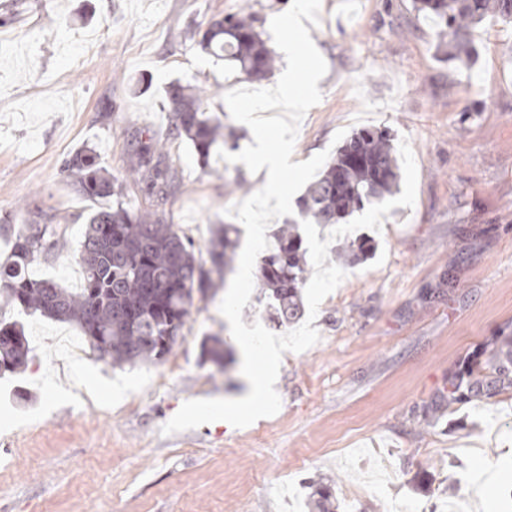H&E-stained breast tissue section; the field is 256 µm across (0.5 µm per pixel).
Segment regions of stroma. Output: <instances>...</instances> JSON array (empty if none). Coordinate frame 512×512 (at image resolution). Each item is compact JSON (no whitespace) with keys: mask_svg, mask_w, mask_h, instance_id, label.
Returning <instances> with one entry per match:
<instances>
[{"mask_svg":"<svg viewBox=\"0 0 512 512\" xmlns=\"http://www.w3.org/2000/svg\"><path fill=\"white\" fill-rule=\"evenodd\" d=\"M292 0H0V262L26 228L27 209L55 214L65 235L36 279L78 287L72 275L87 212L66 158L93 149L123 176L131 135L150 129L180 188L163 205L197 247L224 210L263 176L169 134L165 90L205 91L239 147L253 142L223 96L243 87L232 63L197 44L225 13L270 21ZM438 26L413 0H322L310 36L327 73L301 122L292 159L328 149L338 130L384 129L408 142L417 166L413 207L365 230L363 261L321 302L320 339L284 353L279 412L245 428L216 421L172 435L162 427L193 399H236L250 386L219 305L224 285L195 303L169 355L114 366L89 354L69 364L56 339L74 325L21 313L28 364L0 375V512H312L311 482L330 484L336 512H512V397L435 413L432 399L461 363L512 333V25L486 19L469 64L436 52ZM90 39L94 51L76 60ZM231 350L224 370L201 359L206 336Z\"/></svg>","mask_w":512,"mask_h":512,"instance_id":"1","label":"stroma"}]
</instances>
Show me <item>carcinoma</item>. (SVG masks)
<instances>
[{"label": "carcinoma", "mask_w": 512, "mask_h": 512, "mask_svg": "<svg viewBox=\"0 0 512 512\" xmlns=\"http://www.w3.org/2000/svg\"><path fill=\"white\" fill-rule=\"evenodd\" d=\"M414 8L442 29L437 52L466 64L471 58V28L492 16L512 23V0H414ZM198 45L205 53L234 63L250 81L267 79L276 64L275 51L255 30L251 16L228 13L208 24ZM166 99L175 136L189 141L199 159L208 163L219 140L237 147L234 133L222 134L221 124L207 112L199 87L174 82ZM63 169L76 178L89 198H115L112 205L89 213L76 261L82 287L72 291L44 279H34L29 267L38 255H55L62 238L60 225L44 221L42 212L29 213V232L16 235L7 260L0 263V296L24 312L38 313L76 326L91 350L115 365L161 361L169 354L191 316L194 300L208 296L215 284L232 271L237 229H217L206 251L175 225L148 212H135L124 199L126 180L101 166L91 150L65 160ZM399 161L390 135L382 130L353 133L337 150L319 177L298 201L299 218L314 224H337L365 205L387 201L399 186ZM132 172L159 199L166 198L177 171L166 162L158 143L141 140ZM40 245L28 247L29 233ZM307 279L299 223L295 220L276 235V247L265 252L257 283L269 300L279 324L301 314V288ZM203 353L224 370V342L209 338ZM31 353L23 325L0 319V373L26 365ZM512 392V336H499L481 365L466 363L448 375V406L472 398H492ZM313 507L334 512L330 488H316Z\"/></svg>", "instance_id": "cac0c4a2"}]
</instances>
